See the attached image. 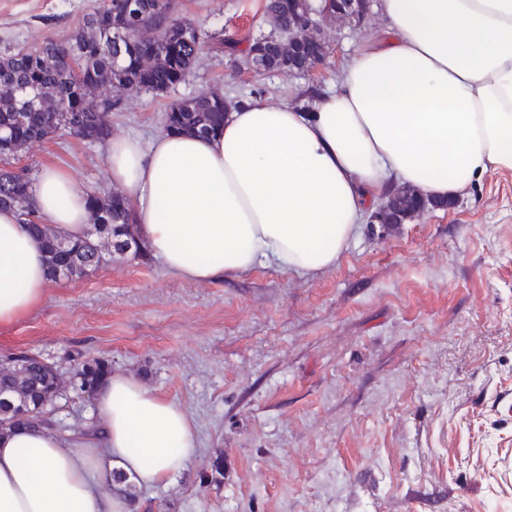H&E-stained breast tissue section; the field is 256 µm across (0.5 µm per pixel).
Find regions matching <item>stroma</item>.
Here are the masks:
<instances>
[{
	"label": "stroma",
	"instance_id": "obj_1",
	"mask_svg": "<svg viewBox=\"0 0 512 512\" xmlns=\"http://www.w3.org/2000/svg\"><path fill=\"white\" fill-rule=\"evenodd\" d=\"M99 0H0V56L63 39ZM263 0H176L202 31L268 32ZM385 26L327 27L314 74L256 73L203 45L185 82L120 94L112 133L150 142L163 114L203 92L315 109ZM60 169L105 196L107 145L33 143L0 169ZM26 348L69 374L110 360L190 418L195 448L164 485L130 486L132 512H512V170H492L399 228L365 218L335 264L268 262L210 282L154 257L113 254L49 284L0 324V355ZM46 417L67 441H99L92 402L66 392Z\"/></svg>",
	"mask_w": 512,
	"mask_h": 512
}]
</instances>
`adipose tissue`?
<instances>
[{
    "label": "adipose tissue",
    "mask_w": 512,
    "mask_h": 512,
    "mask_svg": "<svg viewBox=\"0 0 512 512\" xmlns=\"http://www.w3.org/2000/svg\"><path fill=\"white\" fill-rule=\"evenodd\" d=\"M388 25L343 69L316 111L252 98L213 133L108 143V179L135 210L148 250L173 273L210 281L274 261L335 264L395 183L453 198L512 170V0H382ZM33 205L70 239L88 197L61 170L37 176ZM49 284L46 253L16 209L0 210V324ZM103 447L50 430L0 435V512H128L125 488L167 483L194 446L190 419L133 377L96 391Z\"/></svg>",
    "instance_id": "ef3b65f1"
}]
</instances>
